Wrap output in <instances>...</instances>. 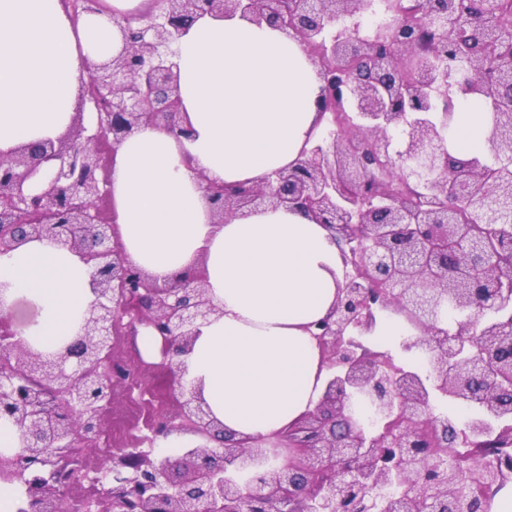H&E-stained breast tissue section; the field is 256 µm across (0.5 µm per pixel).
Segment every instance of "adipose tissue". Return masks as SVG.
<instances>
[{
	"instance_id": "obj_1",
	"label": "adipose tissue",
	"mask_w": 512,
	"mask_h": 512,
	"mask_svg": "<svg viewBox=\"0 0 512 512\" xmlns=\"http://www.w3.org/2000/svg\"><path fill=\"white\" fill-rule=\"evenodd\" d=\"M72 21L61 0H0V157L53 140L71 124L79 79L117 52V20L145 0H106ZM180 123L142 125L112 156V215L126 254L155 279L203 261L219 312L181 362L209 410L239 436H265L311 411L328 376L307 324L324 318L342 269L332 231L304 213L262 207L214 223L211 184H258L294 164L325 126L319 84L301 43L237 15L197 18L177 40ZM451 147H483L481 109L457 93ZM91 268L69 249L31 241L0 254V318L18 339L53 348L76 334L94 299ZM36 309L15 323L19 301Z\"/></svg>"
}]
</instances>
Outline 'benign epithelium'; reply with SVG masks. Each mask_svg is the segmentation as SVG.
Masks as SVG:
<instances>
[{"label": "benign epithelium", "mask_w": 512, "mask_h": 512, "mask_svg": "<svg viewBox=\"0 0 512 512\" xmlns=\"http://www.w3.org/2000/svg\"><path fill=\"white\" fill-rule=\"evenodd\" d=\"M73 21L102 12V0H64ZM472 0H429L425 15L443 37L448 19L470 12ZM366 0H151L132 31L121 27L122 49L92 65L79 108L97 114L94 133L75 114L57 141L23 145L0 157V254L31 240L49 241L93 268L94 301L78 336L38 351L0 320V420L18 430L20 451L0 452V482H25L27 461L45 467L38 487L25 486L19 512H60L71 497L73 449L89 451L104 429L103 406L130 365L112 357L119 329L145 326L162 338L168 387L178 429L197 438L174 460L155 462L153 448H123L100 471L106 492L89 512H487L491 496L512 482V105L491 102L490 144L497 166L459 170L445 147L453 89L448 61L428 65L411 83L388 91L371 75H394L418 51L411 38L369 34L345 22ZM204 13L240 14L293 34L317 66V110L327 117L340 95L363 121L303 150L295 164L263 183L209 186L215 223L266 206L304 212L334 231L343 284L323 319L306 331L332 370L315 408L278 433L236 439L211 415L181 365L199 324L216 312L203 267L159 283L127 257L108 196L111 155L141 125L180 135L178 73L173 44ZM481 50L467 51L465 69L512 86V24L493 10L474 19ZM427 112L411 108L417 94ZM46 167L50 188L30 194L25 180ZM464 201L484 234L473 236L455 203ZM409 309L422 332L404 350L428 354L421 375L361 348L352 333L372 331L377 310ZM128 322H123L124 318ZM472 402L482 418L469 427L508 443L496 458L456 464L458 438L433 396ZM446 449L435 474L420 467L426 443Z\"/></svg>", "instance_id": "benign-epithelium-1"}]
</instances>
